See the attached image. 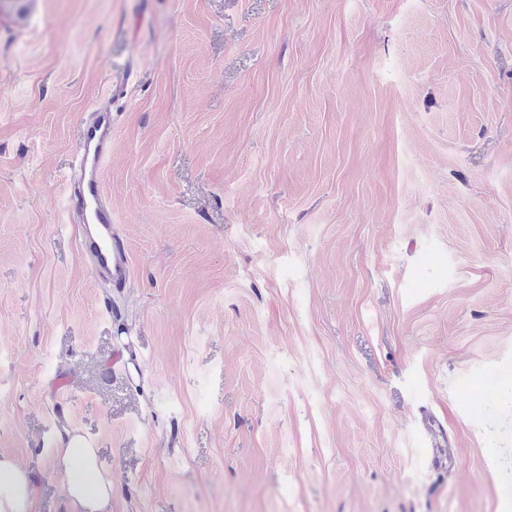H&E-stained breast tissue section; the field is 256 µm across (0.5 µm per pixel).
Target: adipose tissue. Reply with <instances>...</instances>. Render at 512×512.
<instances>
[{"label": "adipose tissue", "mask_w": 512, "mask_h": 512, "mask_svg": "<svg viewBox=\"0 0 512 512\" xmlns=\"http://www.w3.org/2000/svg\"><path fill=\"white\" fill-rule=\"evenodd\" d=\"M57 453L67 463L64 489L68 512H110L113 484L102 469L92 443L63 430ZM32 493L27 472L12 458L0 456V512H19Z\"/></svg>", "instance_id": "1"}]
</instances>
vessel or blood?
Instances as JSON below:
<instances>
[{"instance_id":"vessel-or-blood-1","label":"vessel or blood","mask_w":512,"mask_h":512,"mask_svg":"<svg viewBox=\"0 0 512 512\" xmlns=\"http://www.w3.org/2000/svg\"><path fill=\"white\" fill-rule=\"evenodd\" d=\"M112 129L111 111L100 107L94 108L91 119L81 126L75 157L78 177L68 196V207L86 228L81 249L93 276L120 290L130 282V255L102 186L112 156Z\"/></svg>"}]
</instances>
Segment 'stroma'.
<instances>
[{
	"mask_svg": "<svg viewBox=\"0 0 512 512\" xmlns=\"http://www.w3.org/2000/svg\"><path fill=\"white\" fill-rule=\"evenodd\" d=\"M98 102L119 292L66 209ZM511 384L512 0H0L21 512L64 425L112 512H512Z\"/></svg>",
	"mask_w": 512,
	"mask_h": 512,
	"instance_id": "stroma-1",
	"label": "stroma"
}]
</instances>
